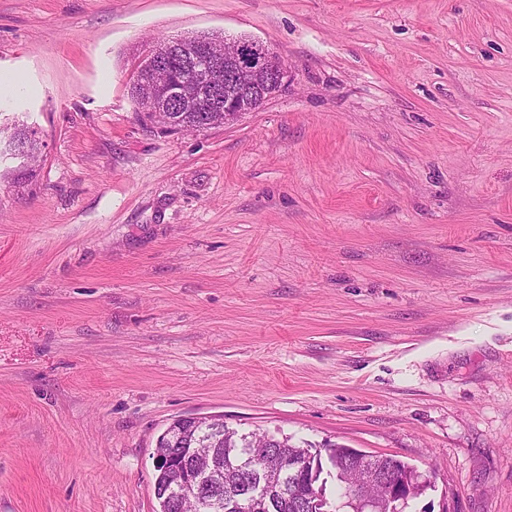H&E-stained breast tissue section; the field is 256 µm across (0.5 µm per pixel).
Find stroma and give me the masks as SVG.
<instances>
[{"mask_svg": "<svg viewBox=\"0 0 512 512\" xmlns=\"http://www.w3.org/2000/svg\"><path fill=\"white\" fill-rule=\"evenodd\" d=\"M247 36L258 110L164 133L153 41ZM0 512H157L177 417L394 455L512 512V0H0Z\"/></svg>", "mask_w": 512, "mask_h": 512, "instance_id": "stroma-1", "label": "stroma"}]
</instances>
